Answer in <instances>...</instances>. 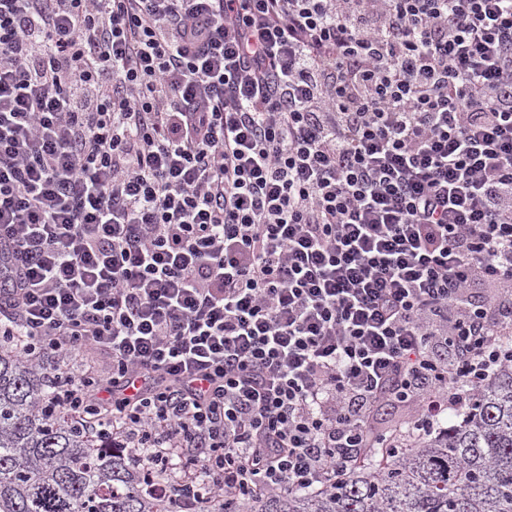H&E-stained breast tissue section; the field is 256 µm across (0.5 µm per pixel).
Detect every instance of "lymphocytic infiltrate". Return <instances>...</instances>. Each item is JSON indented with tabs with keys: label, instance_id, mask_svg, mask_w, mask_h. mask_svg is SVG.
I'll return each mask as SVG.
<instances>
[{
	"label": "lymphocytic infiltrate",
	"instance_id": "f902f5d3",
	"mask_svg": "<svg viewBox=\"0 0 512 512\" xmlns=\"http://www.w3.org/2000/svg\"><path fill=\"white\" fill-rule=\"evenodd\" d=\"M510 330L512 0H0V340L157 490L328 489ZM410 411L411 409L406 406L385 402L376 409L374 420L380 427L392 430Z\"/></svg>",
	"mask_w": 512,
	"mask_h": 512
}]
</instances>
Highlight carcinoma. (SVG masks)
Here are the masks:
<instances>
[{
	"mask_svg": "<svg viewBox=\"0 0 512 512\" xmlns=\"http://www.w3.org/2000/svg\"><path fill=\"white\" fill-rule=\"evenodd\" d=\"M504 351L455 423L364 460L330 489L269 495L251 512H512V345ZM60 384L53 358L0 347V512H173L127 449L56 407Z\"/></svg>",
	"mask_w": 512,
	"mask_h": 512,
	"instance_id": "1",
	"label": "carcinoma"
}]
</instances>
